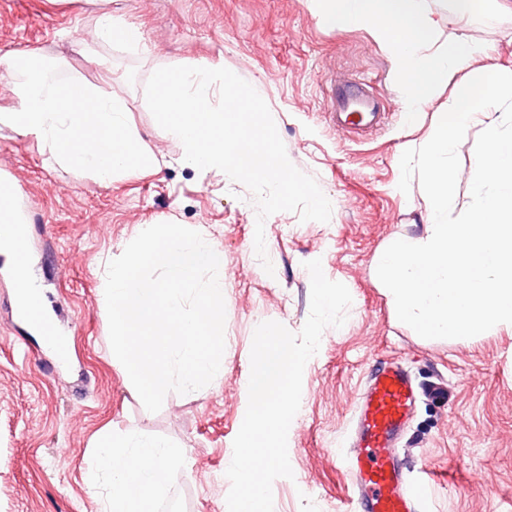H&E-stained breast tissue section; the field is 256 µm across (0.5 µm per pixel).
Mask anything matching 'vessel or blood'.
I'll use <instances>...</instances> for the list:
<instances>
[{
	"label": "vessel or blood",
	"mask_w": 512,
	"mask_h": 512,
	"mask_svg": "<svg viewBox=\"0 0 512 512\" xmlns=\"http://www.w3.org/2000/svg\"><path fill=\"white\" fill-rule=\"evenodd\" d=\"M329 118L336 128L359 135L381 127L386 115L376 111L367 85L351 78L333 89ZM19 316L42 325V336L56 359L66 357L65 343L43 326L36 304L21 308ZM417 401L418 388L401 363L385 360L368 371L354 408L351 450L340 457L352 476V512H417L430 481H411L399 458L400 441Z\"/></svg>",
	"instance_id": "1"
}]
</instances>
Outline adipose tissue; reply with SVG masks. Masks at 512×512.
<instances>
[{
    "label": "adipose tissue",
    "mask_w": 512,
    "mask_h": 512,
    "mask_svg": "<svg viewBox=\"0 0 512 512\" xmlns=\"http://www.w3.org/2000/svg\"><path fill=\"white\" fill-rule=\"evenodd\" d=\"M329 27H367L391 54L407 111L430 103L450 71L470 65L475 44L438 39V22L421 0H308ZM174 455L165 443L133 432L100 434L87 460L92 488H103L102 512H152Z\"/></svg>",
    "instance_id": "adipose-tissue-1"
}]
</instances>
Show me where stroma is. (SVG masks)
Wrapping results in <instances>:
<instances>
[{
	"label": "stroma",
	"instance_id": "35a3bbf8",
	"mask_svg": "<svg viewBox=\"0 0 512 512\" xmlns=\"http://www.w3.org/2000/svg\"><path fill=\"white\" fill-rule=\"evenodd\" d=\"M442 36L480 43L485 57L453 72L420 111L403 108L388 51L366 28L325 27L307 0H112L113 15L138 27L144 46L94 37L98 0H0V55H39L124 100L131 126L161 159L103 183L53 164L39 143L0 125V170L28 218L32 269L48 314L70 342L57 362L41 337L14 324L15 289L0 254V512H100L87 482L93 437L103 428L168 443L178 461L154 512H228L226 460L241 427L255 328L276 321L299 332L310 313L305 262L352 297L342 327L326 328L303 374L302 403L288 432L293 478L272 485L274 512H348L351 475L338 461L369 368L397 359L420 391L401 443L411 478L436 479L428 512H512V331L429 340L400 322L377 276L394 241L422 235L419 179L398 188L400 158L423 146L457 84L493 70L512 74V14L492 0L458 13L452 0H424ZM224 66L267 103L290 161L332 203L328 222L279 212L264 224L273 274L254 250L256 209L229 177L181 163L180 142L145 99L166 66ZM352 75L372 86L389 120L357 137L328 118L330 84ZM483 124L458 147L454 213L471 201L470 172ZM205 228L222 253L224 368L207 386L168 393L148 412L124 376L100 308L104 268L147 225Z\"/></svg>",
	"mask_w": 512,
	"mask_h": 512
}]
</instances>
